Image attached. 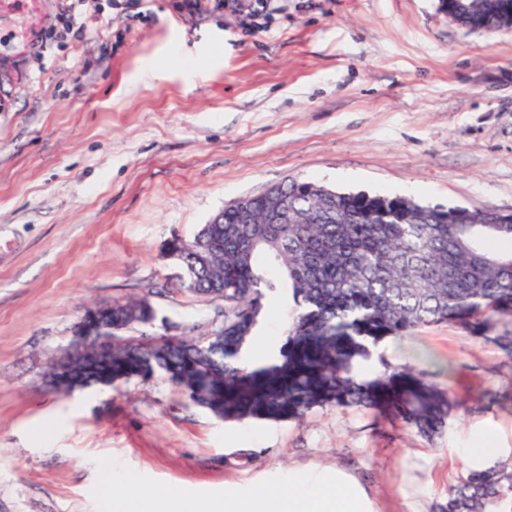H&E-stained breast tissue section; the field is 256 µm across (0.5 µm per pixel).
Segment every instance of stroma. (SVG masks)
<instances>
[{
	"label": "stroma",
	"mask_w": 512,
	"mask_h": 512,
	"mask_svg": "<svg viewBox=\"0 0 512 512\" xmlns=\"http://www.w3.org/2000/svg\"><path fill=\"white\" fill-rule=\"evenodd\" d=\"M0 0V512H100L120 494L241 495L341 470L377 512H444L482 429L512 458V362L443 323L389 344L466 397L426 440L356 407L226 423L157 376L70 394L47 383L86 308L146 300L119 339L203 336L224 303L180 288L168 240L289 179L512 214V30L471 31L439 0ZM158 64L162 77L149 74ZM293 302L254 339L273 354Z\"/></svg>",
	"instance_id": "1"
}]
</instances>
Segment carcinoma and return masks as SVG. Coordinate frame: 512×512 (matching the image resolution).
Here are the masks:
<instances>
[{
	"instance_id": "obj_1",
	"label": "carcinoma",
	"mask_w": 512,
	"mask_h": 512,
	"mask_svg": "<svg viewBox=\"0 0 512 512\" xmlns=\"http://www.w3.org/2000/svg\"><path fill=\"white\" fill-rule=\"evenodd\" d=\"M505 0H460L453 21L470 30L509 28ZM283 200L286 218L263 223ZM254 222L225 207L185 243L187 292L224 300V325L207 336H163L151 344L112 343L105 354L64 356L80 383L94 370H148L202 401L226 422L301 420L315 408L359 405L431 438L465 402L386 345L413 330L453 323L512 360V224H490L484 210L421 204L401 196L344 192L292 179L252 200ZM291 292L296 310L284 341L258 365L243 362L268 313L269 294ZM112 320H154L140 302L112 304ZM448 512H512V462L468 471L448 489Z\"/></svg>"
}]
</instances>
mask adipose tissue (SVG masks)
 I'll return each instance as SVG.
<instances>
[{"label":"adipose tissue","mask_w":512,"mask_h":512,"mask_svg":"<svg viewBox=\"0 0 512 512\" xmlns=\"http://www.w3.org/2000/svg\"><path fill=\"white\" fill-rule=\"evenodd\" d=\"M102 512H371L367 497L341 474L289 475L287 483L240 500L228 495L223 506L183 497L120 495L112 479L101 486Z\"/></svg>","instance_id":"1"}]
</instances>
